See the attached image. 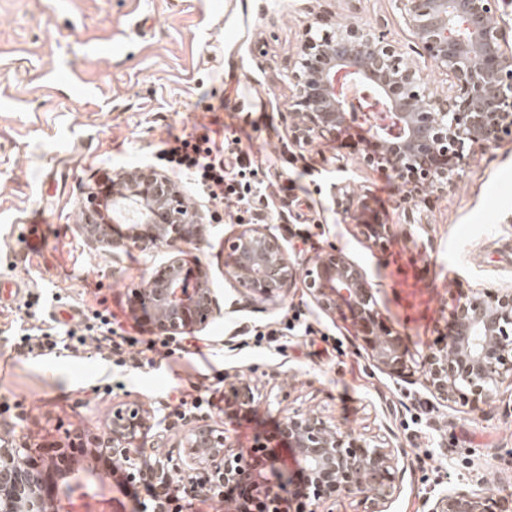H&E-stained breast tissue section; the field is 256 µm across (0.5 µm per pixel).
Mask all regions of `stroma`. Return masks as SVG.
<instances>
[{
	"label": "stroma",
	"mask_w": 512,
	"mask_h": 512,
	"mask_svg": "<svg viewBox=\"0 0 512 512\" xmlns=\"http://www.w3.org/2000/svg\"><path fill=\"white\" fill-rule=\"evenodd\" d=\"M317 14L384 33L447 92L394 0H0V285H19L0 300V439L91 448L111 441L113 408L137 401L155 419L142 446L161 425L181 431L202 415L236 452L277 449L279 470L291 473L278 424L311 410L404 449L389 512H421L426 495L459 483L512 512V385L480 410L449 407L422 382L374 367L350 320L318 309L302 285L278 305L248 304L224 277V241L241 229L230 207L184 249L222 314L178 338L181 353L147 350L119 366L92 342L75 353L20 349L23 330L44 319L72 326L95 311L153 339L131 300L165 252L115 254L86 240L78 203L103 176L157 165L165 143L200 129L254 159L269 198L257 223L271 225L303 266L333 249L358 264L410 350L441 343L460 292L512 286V137L478 151L453 186L414 208L391 174L363 165L364 129L302 150L289 143L288 70ZM362 189L376 200L364 213L347 198ZM375 215L395 229L383 251L358 229ZM237 378L261 401L228 423L224 385ZM183 393L196 405L179 416ZM78 466L98 475L95 512H132L146 496L109 458Z\"/></svg>",
	"instance_id": "obj_1"
}]
</instances>
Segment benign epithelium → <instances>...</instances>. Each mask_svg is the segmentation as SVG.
<instances>
[{"label":"benign epithelium","mask_w":512,"mask_h":512,"mask_svg":"<svg viewBox=\"0 0 512 512\" xmlns=\"http://www.w3.org/2000/svg\"><path fill=\"white\" fill-rule=\"evenodd\" d=\"M497 0H396L405 24L437 68L448 76V94L436 93L422 72L384 34L353 22L317 15L303 30L289 79L292 122L288 141L305 148L339 137L351 123L370 129L362 161L394 175L413 196L442 192L469 166L477 150L512 135V47L496 20ZM81 233L90 241L124 251L169 257L134 293V310L148 317L156 333L175 339L204 329L222 315L206 271L195 281L182 258L197 241L207 217L190 203L168 173L138 166L107 186L87 193L79 205ZM376 249L394 236V225L359 224ZM225 278L253 301L273 302L292 284L303 282L322 311H347L355 336L375 366L410 382L421 369L424 387L448 406L478 410L506 382L512 383V287L475 289L462 294L443 329L446 343L411 352L384 323L374 288L361 268L332 251L302 268L267 224H246L225 240ZM258 401L239 380L224 393V419L233 420ZM151 416L130 402L112 409V446L107 451L129 481L159 483L153 504L136 512H177L182 493L204 490L224 495V485L253 484L251 512H286L283 480L234 452L223 431L201 418L180 436L184 459L152 455L138 444ZM278 431L305 478L290 491L295 512H318L320 502L344 493L360 495L387 512L401 475L397 448L373 444L341 431L313 412L294 411ZM72 469H60L25 443H0V512H59L65 496L77 503L85 494ZM423 512H491L490 497L454 486L423 500Z\"/></svg>","instance_id":"benign-epithelium-1"}]
</instances>
